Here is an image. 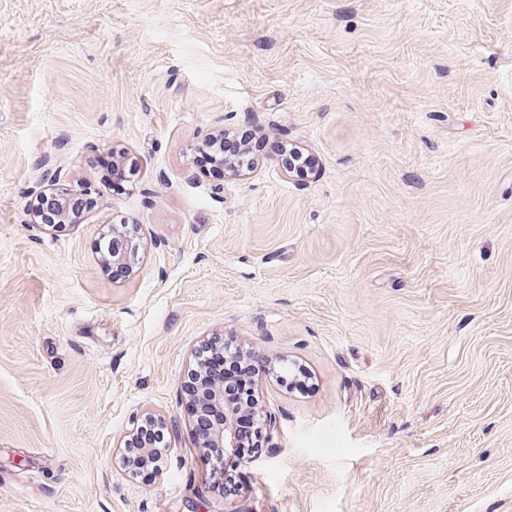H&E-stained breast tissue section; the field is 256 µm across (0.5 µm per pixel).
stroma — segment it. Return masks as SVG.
Returning <instances> with one entry per match:
<instances>
[{"instance_id": "1", "label": "stroma", "mask_w": 512, "mask_h": 512, "mask_svg": "<svg viewBox=\"0 0 512 512\" xmlns=\"http://www.w3.org/2000/svg\"><path fill=\"white\" fill-rule=\"evenodd\" d=\"M247 127L314 175L192 164ZM120 151L130 191L32 222L44 170ZM215 334L314 382L258 377L235 497L183 391ZM0 512H512V0H0ZM143 419L139 424V420L137 421L134 427L133 435L137 434L138 430L141 429L143 424L147 421L156 422L158 427L164 431L166 428V423L164 418L158 416L156 414L147 412L143 414ZM161 439L159 438L158 430L150 423H147L142 427V430L138 432V434L131 440V443L126 448V465L132 473H136L140 469H142V465L140 463L142 449L145 448L143 453V462L146 464L144 467H148L150 474L148 479H152L155 475L158 474L160 470V463L163 459L164 452L166 448L159 449L161 446Z\"/></svg>"}]
</instances>
